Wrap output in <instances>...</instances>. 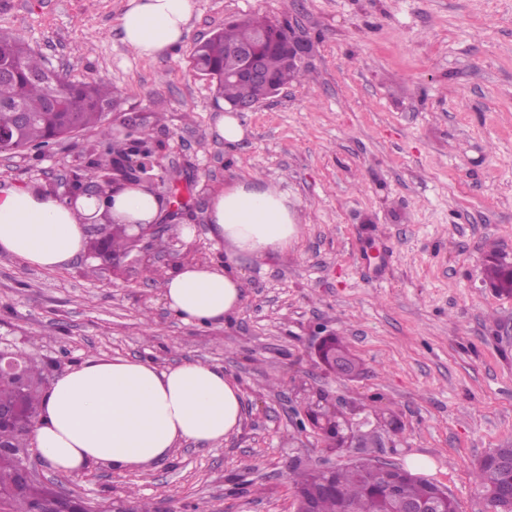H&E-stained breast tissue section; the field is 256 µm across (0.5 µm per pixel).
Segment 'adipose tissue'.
<instances>
[{
	"label": "adipose tissue",
	"mask_w": 512,
	"mask_h": 512,
	"mask_svg": "<svg viewBox=\"0 0 512 512\" xmlns=\"http://www.w3.org/2000/svg\"><path fill=\"white\" fill-rule=\"evenodd\" d=\"M193 0H129L120 18L124 42L140 56L174 51L184 40ZM99 202L68 200L34 186L0 188V253L46 270L63 268L83 250L85 225ZM161 213L156 196L126 189L111 211L120 222L149 224ZM206 220L223 246V264H183L162 284L165 306L201 326L231 319L244 299L238 256L265 258L287 250L297 217L278 188L237 182L210 201ZM243 395L223 367L195 361L162 369L125 358H90L59 375L45 393L36 446L57 471L81 475L106 464L147 469L185 441L219 444L239 431Z\"/></svg>",
	"instance_id": "ef3b65f1"
}]
</instances>
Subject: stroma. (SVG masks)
<instances>
[{
	"label": "stroma",
	"instance_id": "35a3bbf8",
	"mask_svg": "<svg viewBox=\"0 0 512 512\" xmlns=\"http://www.w3.org/2000/svg\"><path fill=\"white\" fill-rule=\"evenodd\" d=\"M129 0H0V33H16L72 80L102 78L125 100L114 126L152 121L181 194L200 199L191 238L164 233L151 273L131 259L94 269L81 253L44 270L0 255V340L52 362L47 380L88 358L167 368L223 367L244 402L220 444L181 443L144 470L96 466L85 480L35 461L37 481L89 499L149 503L152 512H286L295 465H344L314 431L298 433L290 399L316 385L337 403L394 417L398 433L369 455L446 488L460 512H491L473 472L512 444V295L485 278L491 253L512 259V0H194L179 47L138 55L122 40ZM259 14L310 41L306 73L241 113L249 133L227 148L229 106L189 57L224 24ZM89 133L38 155L0 154V184L67 175ZM254 178L297 211L286 252L239 258L244 300L230 321L199 326L164 306L162 281L185 257L219 263L204 205ZM345 338L364 373L319 367L322 334Z\"/></svg>",
	"mask_w": 512,
	"mask_h": 512
}]
</instances>
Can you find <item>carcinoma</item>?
I'll use <instances>...</instances> for the list:
<instances>
[{"label": "carcinoma", "instance_id": "obj_1", "mask_svg": "<svg viewBox=\"0 0 512 512\" xmlns=\"http://www.w3.org/2000/svg\"><path fill=\"white\" fill-rule=\"evenodd\" d=\"M266 41L259 42L260 36ZM261 43L270 76L278 85L300 80L305 74L302 66H288L280 51L273 22L263 17H248L233 21L214 33L209 39L195 45L190 57L192 70L216 84L218 94L229 104L258 99L261 91L249 83L224 76L227 53L239 44ZM12 69L13 75L0 79V129L12 131L14 152L23 155L68 137L76 129L93 131L95 139L86 146L87 162L79 169L77 179L93 180L124 171L128 182L140 185L151 180L156 170L141 167L126 169L122 160L128 143L144 150L147 158H156L164 149L156 139L154 128L141 126L126 136H115L105 126L108 115L118 112L124 104L120 93L109 82H74L50 66L39 53L34 52L18 34L0 33V66ZM56 95L60 109L52 112L48 99ZM29 113L27 124L16 126V109ZM105 222L98 224L104 240L95 243L106 260L122 259L129 255L132 242L125 229L113 223L110 208L104 207ZM327 349L349 362L352 376L363 374V365L341 337L334 336ZM44 379V367L32 359L21 363L16 375L0 379V405L13 406L22 402L31 418L38 417L41 392L37 387ZM32 429L23 426L0 428V489L16 484L21 467L28 460ZM512 458V445L496 448L488 459L478 463L474 478L492 512H512V498L500 491L504 475L494 464L496 460ZM385 477L370 458L359 457L339 466L329 474L313 469L293 471L291 488L303 496L315 495L319 512H393V505L384 494ZM399 497L407 500L438 501L439 512H460L458 502L439 485L405 469L394 482ZM50 490L34 483L8 497L0 498V512H33L36 499L47 497Z\"/></svg>", "mask_w": 512, "mask_h": 512}]
</instances>
